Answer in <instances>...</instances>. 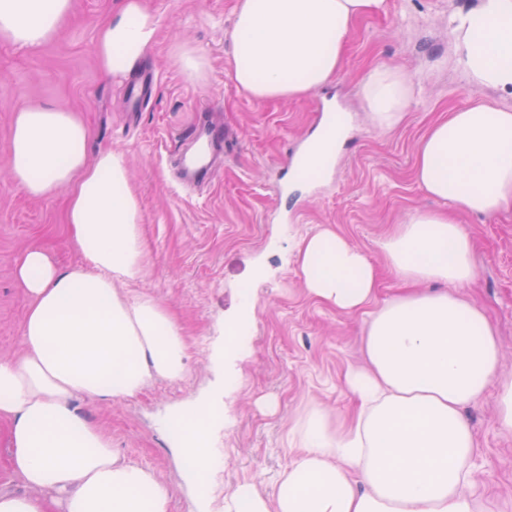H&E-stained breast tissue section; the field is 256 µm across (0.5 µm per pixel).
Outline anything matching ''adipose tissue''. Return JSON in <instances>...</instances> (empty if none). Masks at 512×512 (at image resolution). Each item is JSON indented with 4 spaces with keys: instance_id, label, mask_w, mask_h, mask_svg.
Returning <instances> with one entry per match:
<instances>
[{
    "instance_id": "adipose-tissue-1",
    "label": "adipose tissue",
    "mask_w": 512,
    "mask_h": 512,
    "mask_svg": "<svg viewBox=\"0 0 512 512\" xmlns=\"http://www.w3.org/2000/svg\"><path fill=\"white\" fill-rule=\"evenodd\" d=\"M386 0H236L230 71L237 90L263 102L298 98L341 70L357 20ZM73 0H0V41L27 50L53 41ZM155 16L145 0H121L99 28L93 51L102 75L130 72L152 47ZM471 82L512 90V0H479L454 27ZM380 128L402 120L410 84L378 65L363 82ZM12 177L29 196L65 197L67 242L84 257L63 268L45 247H27L14 278L26 296L22 355L0 361V421L12 447L9 473L27 494L0 493V512H169L171 488L112 446L75 406L134 396L154 378L186 377V341L174 315L120 283L146 272L141 210L125 159L92 147V130L62 105L33 104L13 118ZM414 182L448 212L418 210L380 243L404 290L378 300L366 254L325 230L298 251L307 292L337 312L365 314V363L349 370L360 407L330 424L309 411L297 452L271 496L238 485L224 512H487L471 490L478 453L463 414L488 386L497 421L512 433V380H497L500 347L485 314L458 293L476 275L473 241L459 210L491 217L512 203V109L479 102L443 114L426 131ZM208 408L190 409L180 452L196 483L199 512L216 465Z\"/></svg>"
}]
</instances>
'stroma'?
<instances>
[{
    "instance_id": "35a3bbf8",
    "label": "stroma",
    "mask_w": 512,
    "mask_h": 512,
    "mask_svg": "<svg viewBox=\"0 0 512 512\" xmlns=\"http://www.w3.org/2000/svg\"><path fill=\"white\" fill-rule=\"evenodd\" d=\"M478 2L389 0L386 12L356 23L335 79L300 98L257 102L236 89L228 68L235 0H146L158 39L136 71L156 78L134 114L125 110L126 79L102 78L93 54L96 32L118 0H75L59 38L39 49L0 42V360L22 352L25 298L13 277L21 252L38 243L60 266L81 260L65 243L63 200L28 197L7 167L13 113L65 105L93 130V148L124 156L141 204L147 273L120 290L168 308L189 356L184 381L159 378L117 403L83 398L80 412L102 426L113 448L171 487L170 512H186L194 487L171 421L211 402L220 464L205 512H224L225 497L243 483L271 493L305 413L316 407L336 416L356 407L344 376L364 362V315L338 313L308 294L296 274L301 241L326 228L342 234L376 267L379 299L396 294L379 242L413 211L436 206L413 179L425 131L440 113L477 100L512 108V92L472 85L458 62L448 19ZM180 45L205 56L201 79L180 69ZM382 64L399 67L411 83L405 118L392 130L373 123L361 95L367 70ZM327 99L349 116L346 138L329 169L296 173L291 164ZM207 106L222 112L230 139L212 182L183 189L171 168ZM460 221L477 263L462 293L493 325L499 374L512 378V207ZM495 400L491 386L465 410L480 448L475 489L491 512H512V434L501 432Z\"/></svg>"
}]
</instances>
